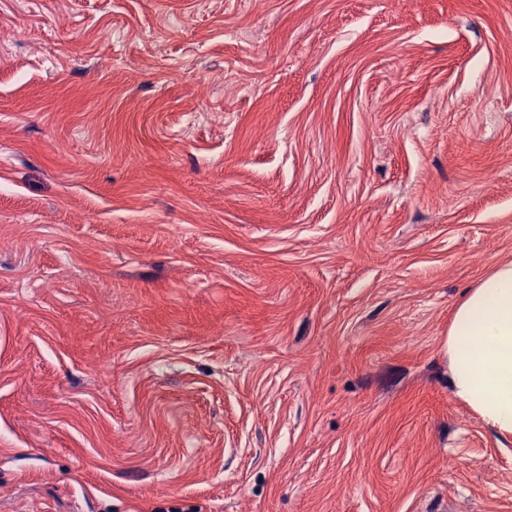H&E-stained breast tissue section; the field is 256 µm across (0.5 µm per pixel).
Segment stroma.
I'll use <instances>...</instances> for the list:
<instances>
[{
  "label": "stroma",
  "instance_id": "obj_1",
  "mask_svg": "<svg viewBox=\"0 0 512 512\" xmlns=\"http://www.w3.org/2000/svg\"><path fill=\"white\" fill-rule=\"evenodd\" d=\"M504 260L512 0H0V512H512ZM443 349L453 398L492 430L512 435V261L469 288Z\"/></svg>",
  "mask_w": 512,
  "mask_h": 512
}]
</instances>
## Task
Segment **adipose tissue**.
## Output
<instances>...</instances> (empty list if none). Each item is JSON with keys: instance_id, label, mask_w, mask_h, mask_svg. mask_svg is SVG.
Returning a JSON list of instances; mask_svg holds the SVG:
<instances>
[{"instance_id": "1", "label": "adipose tissue", "mask_w": 512, "mask_h": 512, "mask_svg": "<svg viewBox=\"0 0 512 512\" xmlns=\"http://www.w3.org/2000/svg\"><path fill=\"white\" fill-rule=\"evenodd\" d=\"M443 349L453 398L492 430L512 435V261L467 291Z\"/></svg>"}]
</instances>
